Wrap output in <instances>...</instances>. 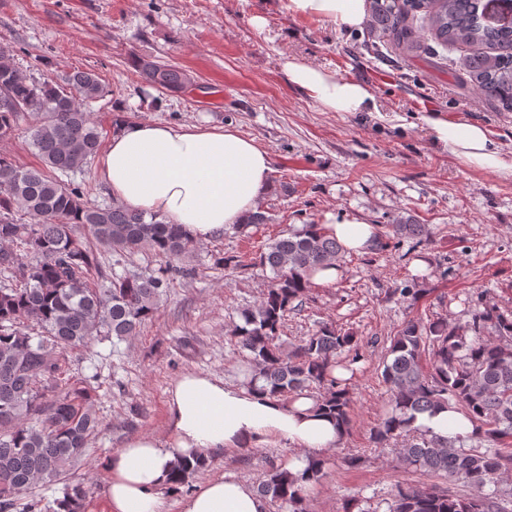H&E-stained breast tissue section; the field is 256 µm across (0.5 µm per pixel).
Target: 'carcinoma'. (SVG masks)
<instances>
[{"mask_svg": "<svg viewBox=\"0 0 512 512\" xmlns=\"http://www.w3.org/2000/svg\"><path fill=\"white\" fill-rule=\"evenodd\" d=\"M371 31L403 53L426 41L465 47L462 70L481 95L512 111V0H367ZM142 80L158 90L182 91L187 72L140 57ZM104 94L92 70L65 75L63 83L21 74L13 50L0 45V140L29 113V144L42 166L24 167L0 153V512L40 480L66 472L99 428L93 411L94 377L70 375L77 350L94 342L124 341L152 320L174 277L196 268L181 261L197 242L179 225L118 202L93 204L81 187L62 180L95 156L101 133L85 105ZM392 238L423 241L425 225L410 219L390 225ZM112 253L105 269L99 250ZM148 250L164 260L150 273L117 272L128 255ZM342 246L321 224H305L264 245L256 264L270 270L262 300L240 312L232 336L252 362L248 386L293 402L318 390L316 409L349 434L352 393L335 371L345 357L360 359V340L331 323L286 350L279 342L288 312L313 287L312 274L341 258ZM431 350V370L422 353ZM382 378L390 411L371 433L372 442H401L404 464L450 484L475 487L459 495L437 486H395L389 512H512V311L482 304L464 324L407 321L390 339ZM443 406L476 424L471 435L441 438L412 426L416 415ZM211 457L181 458L173 481L185 486ZM325 461H311L299 476L270 468L258 492L282 512H306L309 488L324 475ZM491 490L484 491L486 486ZM90 487L66 488L56 510L81 512Z\"/></svg>", "mask_w": 512, "mask_h": 512, "instance_id": "cac0c4a2", "label": "carcinoma"}]
</instances>
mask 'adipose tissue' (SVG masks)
Masks as SVG:
<instances>
[{
  "instance_id": "1",
  "label": "adipose tissue",
  "mask_w": 512,
  "mask_h": 512,
  "mask_svg": "<svg viewBox=\"0 0 512 512\" xmlns=\"http://www.w3.org/2000/svg\"><path fill=\"white\" fill-rule=\"evenodd\" d=\"M292 15L319 17L348 29L360 27L365 0H288ZM289 81L327 112H373L370 88L297 58L285 59ZM435 138L466 166L512 175L503 152L479 123L434 119ZM269 153L235 129L128 122L101 159L102 179L127 208L155 213L208 241L244 223L260 207L270 184ZM167 437L136 436L113 452L108 512H166L175 459L200 452L259 448L273 441L301 448L288 468L304 472L310 459L335 448V424L313 415L314 401L287 403L210 375L187 371L167 391ZM181 512H269L267 499L235 473L196 487Z\"/></svg>"
}]
</instances>
